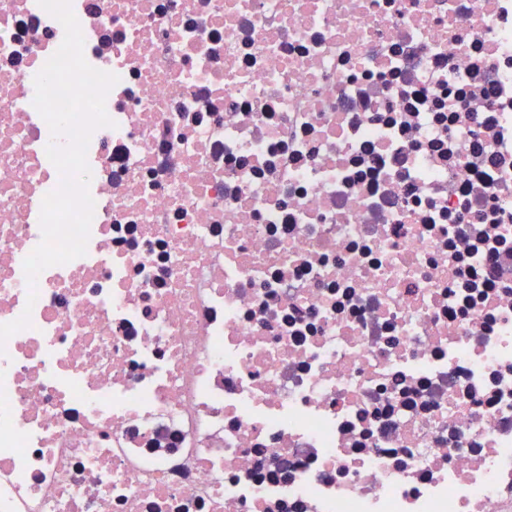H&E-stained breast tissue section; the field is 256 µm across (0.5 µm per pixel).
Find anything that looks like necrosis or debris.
Listing matches in <instances>:
<instances>
[{"mask_svg":"<svg viewBox=\"0 0 512 512\" xmlns=\"http://www.w3.org/2000/svg\"><path fill=\"white\" fill-rule=\"evenodd\" d=\"M71 6L115 125L31 286L64 29L0 0V512H512V0Z\"/></svg>","mask_w":512,"mask_h":512,"instance_id":"4bbe7bcc","label":"necrosis or debris"}]
</instances>
